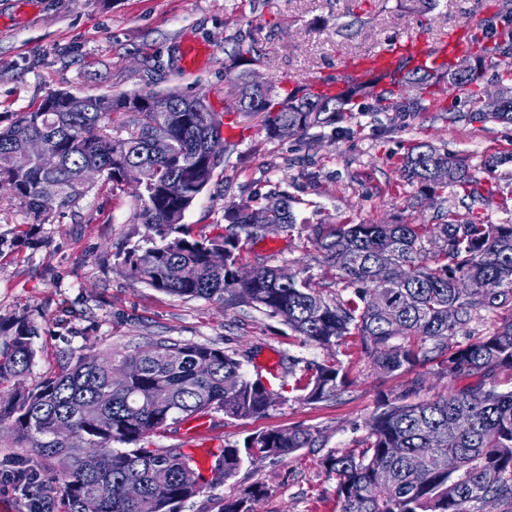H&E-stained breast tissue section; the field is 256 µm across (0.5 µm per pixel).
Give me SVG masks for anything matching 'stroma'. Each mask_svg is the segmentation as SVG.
Segmentation results:
<instances>
[{
  "label": "stroma",
  "mask_w": 512,
  "mask_h": 512,
  "mask_svg": "<svg viewBox=\"0 0 512 512\" xmlns=\"http://www.w3.org/2000/svg\"><path fill=\"white\" fill-rule=\"evenodd\" d=\"M497 0H436L420 12L411 0H0V125L68 91L111 95L176 89L206 97L218 119H233V148L212 182L187 212L194 229L216 233L224 206L287 192L298 227L293 235L267 233L250 245L247 262L262 258L289 271L306 267L326 297L330 270L307 240L310 224L383 223L401 219L432 224L438 207L403 182L398 167L412 144L429 141L479 161L483 152L512 151V124L481 123L470 114L495 93L496 57L486 53L476 83L432 88L421 112L382 111L376 98L356 100L335 125L305 140L270 138L259 113L224 110L233 89L225 59L237 39L265 54L262 81L287 94L317 76L331 77L348 58L373 52L408 35L431 37L451 27L478 29L492 19ZM205 43L200 69L179 71L184 47ZM485 220L512 224V179L481 174ZM140 202L97 181L75 208L52 224L33 226L18 252L0 250V319L23 318L35 328L36 352L24 385L35 386L61 365L106 349L130 353L146 338L252 347L245 363L255 374L285 355L306 363L334 358L349 385L332 400L300 401L295 379L278 378L282 399L268 414L236 419L207 415L208 427L189 439L184 424L152 438L154 448H221L271 428L307 427L314 447L272 463L245 465L232 479L188 501L184 512H219L224 498L254 482L268 495L259 512H339L336 477L322 465L329 451L357 447L379 393H398L404 378L376 371L354 341L324 349L304 343L280 318L214 300H184L129 279L116 253L137 222Z\"/></svg>",
  "instance_id": "stroma-1"
}]
</instances>
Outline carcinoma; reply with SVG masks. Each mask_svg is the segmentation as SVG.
I'll return each instance as SVG.
<instances>
[{"mask_svg": "<svg viewBox=\"0 0 512 512\" xmlns=\"http://www.w3.org/2000/svg\"><path fill=\"white\" fill-rule=\"evenodd\" d=\"M495 18L504 29L495 41L496 80L512 81V0H502ZM264 54L237 40L230 61L258 66ZM485 57L470 52L445 69L401 67V76L379 94L398 112L426 109L407 89L426 90L440 81L448 89L478 81ZM366 82L350 79L336 94L294 92L277 99L272 87L245 91L241 105L225 111L266 114L265 130L287 124L303 138L317 127L336 123L339 113L363 94ZM74 94L59 92L0 128V184L35 224H52L94 186L87 171L123 189L120 169L144 167L133 188L141 201L138 220L145 232L119 257L126 275L184 300H216L278 316L303 341L331 348L349 336L360 339L364 354L379 372L408 376L394 396L381 395L370 416L361 447L329 452L322 461L336 475L341 512H476L492 498L501 512H512V224H491L474 215L448 213L439 224H313L309 239L335 271L336 296L327 299L301 268L280 276V267L243 262L245 246L266 225L296 228L292 199L269 214L251 200L224 207V231L193 233L184 223L188 210L224 162L217 144L222 123L196 107V97L178 91L92 96L75 109ZM135 131L114 137V116ZM472 118L512 124V97L501 111L482 110ZM41 138L53 159L35 160L24 171L13 155L30 137ZM512 166V153L486 151L481 169L493 174ZM452 166L462 199L482 197L481 181L467 156L452 155L427 143L413 144L400 160V176L430 202L446 185L435 172ZM181 183L179 196L167 197L165 184ZM57 196L56 208L42 197ZM16 225L0 234V247L27 239ZM379 292L384 301L374 305ZM497 316V326L481 336L470 327L481 312ZM0 385L17 382L0 398V432L35 455L57 475L66 512H182L185 502L235 476L244 464L282 461L317 440L310 428H274L253 434L243 445H226L211 454L203 475L182 448H149V439L170 432L189 417L222 412L227 417L264 415L280 394L261 377L243 371L251 349L148 339L133 353L82 355L52 378L33 387L18 383L31 368L34 331L23 319L0 322ZM465 337V341L458 337ZM437 362L434 376L450 390L432 401H413L424 387V365ZM348 383L337 363H310L301 375L300 399L309 403L336 398ZM465 414L471 428L458 432L452 420ZM268 494L256 482L220 512H255Z\"/></svg>", "mask_w": 512, "mask_h": 512, "instance_id": "cac0c4a2", "label": "carcinoma"}]
</instances>
